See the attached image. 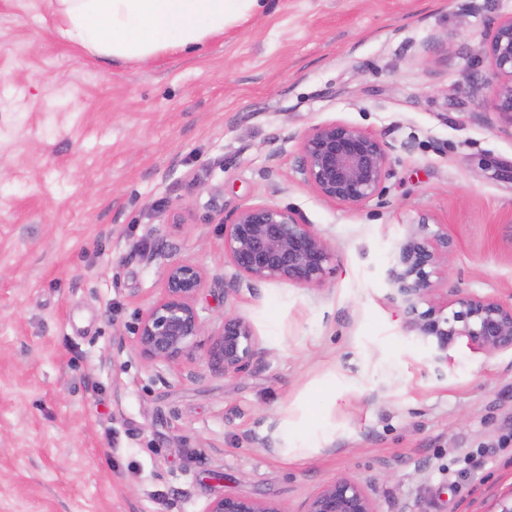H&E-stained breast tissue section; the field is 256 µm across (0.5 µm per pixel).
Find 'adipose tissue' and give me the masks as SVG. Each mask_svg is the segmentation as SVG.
Listing matches in <instances>:
<instances>
[{
    "mask_svg": "<svg viewBox=\"0 0 512 512\" xmlns=\"http://www.w3.org/2000/svg\"><path fill=\"white\" fill-rule=\"evenodd\" d=\"M268 7V0H55L62 37L118 61H148L171 49L197 52L226 27Z\"/></svg>",
    "mask_w": 512,
    "mask_h": 512,
    "instance_id": "1",
    "label": "adipose tissue"
}]
</instances>
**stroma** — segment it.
<instances>
[{
    "label": "stroma",
    "instance_id": "35a3bbf8",
    "mask_svg": "<svg viewBox=\"0 0 512 512\" xmlns=\"http://www.w3.org/2000/svg\"><path fill=\"white\" fill-rule=\"evenodd\" d=\"M474 9H467V2ZM512 0H272L196 53L97 59L50 0H0V512H286L324 483L378 512H491L512 495V351L433 359L385 272L412 225H447L448 290L512 299V132L473 85ZM343 122L390 171L357 208L320 198L302 137ZM294 210L325 283H266L233 310L266 354L190 379L117 352L162 271L231 274L222 220ZM289 421L305 456L280 452ZM206 512H286L279 503L249 495H223L207 507Z\"/></svg>",
    "mask_w": 512,
    "mask_h": 512
}]
</instances>
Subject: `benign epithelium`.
<instances>
[{
    "label": "benign epithelium",
    "mask_w": 512,
    "mask_h": 512,
    "mask_svg": "<svg viewBox=\"0 0 512 512\" xmlns=\"http://www.w3.org/2000/svg\"><path fill=\"white\" fill-rule=\"evenodd\" d=\"M495 81L484 111L512 130V14L492 23L483 41ZM388 144L379 136L351 125L331 122L317 125L303 136L299 170L305 182L322 199L356 208L377 194L388 173ZM224 257L233 268L222 277L224 300L239 296L244 288L262 283L288 282L317 286L330 273L332 252L324 237L293 211L273 204L245 205L223 219ZM454 241L448 228L411 232L399 246L388 281L391 299L405 305L410 327L435 346L434 359L448 363L449 350L459 342L474 351L512 350V302L451 292L434 301V275L445 271ZM207 285L198 266L172 260L163 269L160 295L137 314L132 343L115 342L149 365L176 367L198 358L218 366L224 375H239L261 362L265 351L251 323L231 310L221 323L208 328L196 307V297ZM421 301L427 310L418 311ZM450 316H443L444 310ZM206 512H287L273 501L249 495H223ZM297 512H378L369 488L338 477L306 498Z\"/></svg>",
    "instance_id": "7a95c632"
}]
</instances>
